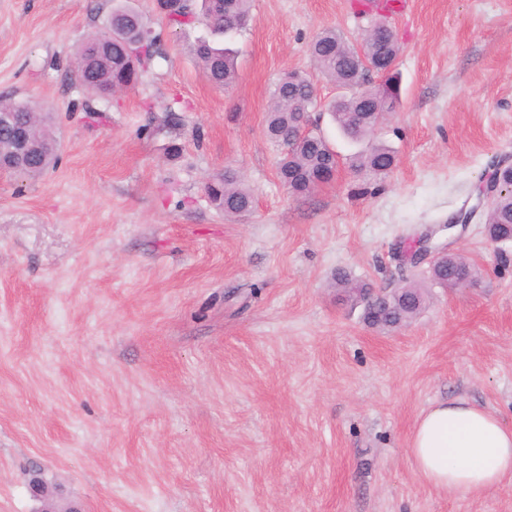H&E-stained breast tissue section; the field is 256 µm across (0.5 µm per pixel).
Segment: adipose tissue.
Returning a JSON list of instances; mask_svg holds the SVG:
<instances>
[{
  "label": "adipose tissue",
  "mask_w": 512,
  "mask_h": 512,
  "mask_svg": "<svg viewBox=\"0 0 512 512\" xmlns=\"http://www.w3.org/2000/svg\"><path fill=\"white\" fill-rule=\"evenodd\" d=\"M408 456L437 491L479 497L512 479V426L467 401L441 402L419 419Z\"/></svg>",
  "instance_id": "obj_1"
}]
</instances>
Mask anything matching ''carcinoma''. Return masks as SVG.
Here are the masks:
<instances>
[{"label": "carcinoma", "mask_w": 512, "mask_h": 512, "mask_svg": "<svg viewBox=\"0 0 512 512\" xmlns=\"http://www.w3.org/2000/svg\"><path fill=\"white\" fill-rule=\"evenodd\" d=\"M169 19L179 27L202 24L211 38H199L192 50L207 80L219 87H229L237 77V67L230 42L246 26L252 11L253 0H172ZM385 42L380 46L370 42L364 46L367 54L386 58L398 47L394 33L384 29ZM161 54L160 41L146 18L136 9L118 3L112 7L102 28L86 36L75 54V80L92 96L104 97L109 93L123 92L135 86L154 59ZM311 55L319 77L336 85L350 83L354 94L341 99H331L326 104L318 100L312 76L283 74L275 84L270 108L266 115L265 135L280 149L277 176L288 192L294 196L311 193L330 182L340 166V156L328 139L311 133L301 143L293 146L291 140L303 128L308 113L323 106L330 112L340 135L357 151L350 157L351 167L359 174L371 178L386 175L396 161V151L374 138L385 113L393 112L400 104V88L396 76L385 84L374 85L367 81L366 72L359 60L357 49L334 29H325L311 45ZM31 111L28 103L0 98V154L11 151L10 129L3 125V118ZM50 114L40 116L31 126L34 140L40 143L54 141ZM56 156H38L17 166L23 175L35 176L55 163ZM501 185L497 197L487 207L485 224L490 240L498 243L512 242V166H496ZM205 190L211 201L227 216L250 211L253 196L240 175L227 169L209 179ZM476 267L459 254L430 266L429 283L448 287L464 278L474 281ZM338 288H360L368 293L367 283L353 279L347 272H336ZM364 321L375 328L396 327V316L383 305L363 309Z\"/></svg>", "instance_id": "cac0c4a2"}]
</instances>
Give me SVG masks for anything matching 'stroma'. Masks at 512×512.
I'll use <instances>...</instances> for the list:
<instances>
[{
    "label": "stroma",
    "instance_id": "obj_1",
    "mask_svg": "<svg viewBox=\"0 0 512 512\" xmlns=\"http://www.w3.org/2000/svg\"><path fill=\"white\" fill-rule=\"evenodd\" d=\"M255 0L233 47L238 79L208 82L156 0H127L163 55L141 83L86 112L71 74L113 0H0V96L54 114L57 160L0 172V512H512V484L446 496L407 448L433 403L465 399L512 425V244L475 204L512 165V0ZM387 21L400 106L377 137L392 171L293 197L264 136L271 91L310 73L326 28L354 44ZM179 156H171L172 144ZM243 173L254 203L228 217L205 185ZM438 228L478 268L431 287L404 326H367L331 278L424 280L417 233Z\"/></svg>",
    "mask_w": 512,
    "mask_h": 512
}]
</instances>
